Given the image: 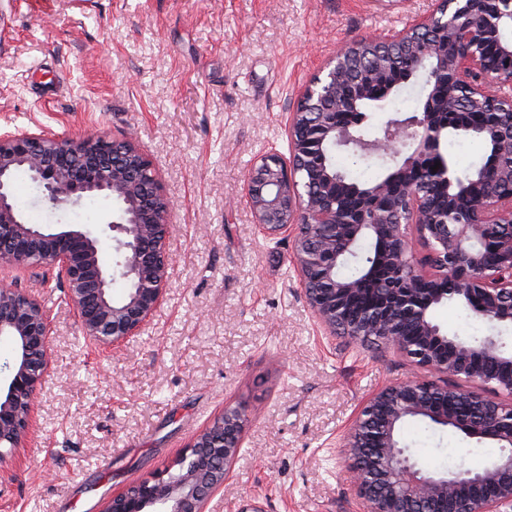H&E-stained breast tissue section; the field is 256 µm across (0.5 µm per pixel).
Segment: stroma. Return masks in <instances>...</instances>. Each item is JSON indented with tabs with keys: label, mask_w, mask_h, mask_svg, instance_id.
Masks as SVG:
<instances>
[{
	"label": "stroma",
	"mask_w": 512,
	"mask_h": 512,
	"mask_svg": "<svg viewBox=\"0 0 512 512\" xmlns=\"http://www.w3.org/2000/svg\"><path fill=\"white\" fill-rule=\"evenodd\" d=\"M435 0H0V132L133 134L173 202L170 287L150 324L98 350L52 272H18L53 329L25 448L0 463V512H100L188 451L225 406L246 417L234 480L206 512H357L341 436L364 402L415 369L380 343L326 335L290 241L261 233L243 184L288 152L287 119L343 44L393 34ZM27 220L102 233L114 205L54 210L27 177ZM467 339L491 328L444 305ZM402 442L424 468H476L491 441L421 422Z\"/></svg>",
	"instance_id": "1"
}]
</instances>
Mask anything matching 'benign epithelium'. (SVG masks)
Instances as JSON below:
<instances>
[{"label":"benign epithelium","instance_id":"benign-epithelium-1","mask_svg":"<svg viewBox=\"0 0 512 512\" xmlns=\"http://www.w3.org/2000/svg\"><path fill=\"white\" fill-rule=\"evenodd\" d=\"M512 0H437L429 15L391 35L361 39L336 51L306 86L288 117V159L261 155L244 184L260 231L290 237L304 296L318 323L349 343L377 341L436 379L412 378L374 393L344 436L352 456L351 482L363 512H512V351L499 336L469 341L450 335L432 318L448 297L464 300L496 327L512 325V164L486 169L464 186L465 217L454 223L458 197L437 209L427 191L455 183L441 143L448 136V107L467 96L465 126L512 156ZM408 56L403 81H421L420 111L392 114L370 139V115L356 100L330 111L348 74L372 64L378 76L394 55ZM355 156L390 158L392 167L374 187L354 193L352 213L336 209L342 178L326 164L323 145ZM53 207L102 196L117 205L108 223L125 296L112 298V273L101 263L90 232H50L28 223L12 202L11 177L20 166ZM173 209L159 174L132 138L59 137L42 131L0 135V272L56 271L90 343L110 348L136 336L163 304L169 285L167 226ZM424 250L419 256L412 247ZM351 259L385 269L389 294L361 320L343 303L364 291L362 281L339 270ZM0 338L16 350L0 388V457L23 446L33 412V392L50 367L52 328L41 302L0 283ZM496 364L489 378L485 364ZM476 408L463 417L458 406ZM422 419L469 439L493 440L504 453L480 471H427L401 446L399 429ZM245 415L236 407L196 435L188 453L154 480L112 495L102 512H205L216 491L233 479Z\"/></svg>","mask_w":512,"mask_h":512}]
</instances>
